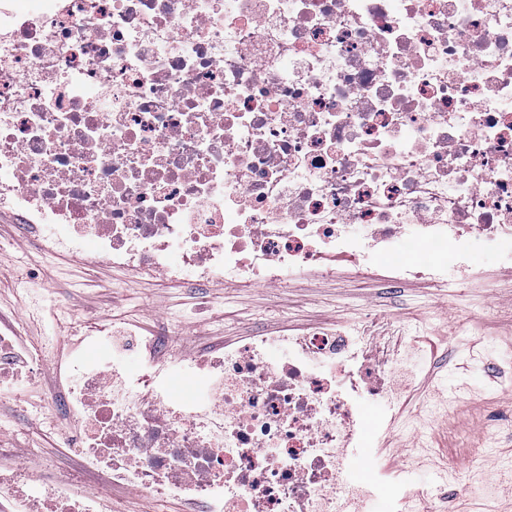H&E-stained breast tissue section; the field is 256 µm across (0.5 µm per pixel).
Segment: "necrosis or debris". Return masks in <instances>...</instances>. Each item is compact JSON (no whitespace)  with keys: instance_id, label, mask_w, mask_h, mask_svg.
Segmentation results:
<instances>
[{"instance_id":"1","label":"necrosis or debris","mask_w":512,"mask_h":512,"mask_svg":"<svg viewBox=\"0 0 512 512\" xmlns=\"http://www.w3.org/2000/svg\"><path fill=\"white\" fill-rule=\"evenodd\" d=\"M44 254L183 285L462 280L470 240L512 264V0H6L0 7V206ZM442 261L383 262L395 243ZM384 343L312 328L176 353L141 374L64 362L65 415L90 493L25 458L0 469L11 512H108L105 486L201 512H354L361 395L402 403ZM0 332V394L55 362Z\"/></svg>"}]
</instances>
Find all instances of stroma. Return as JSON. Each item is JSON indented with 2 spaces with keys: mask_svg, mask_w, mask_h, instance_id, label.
Masks as SVG:
<instances>
[{
  "mask_svg": "<svg viewBox=\"0 0 512 512\" xmlns=\"http://www.w3.org/2000/svg\"><path fill=\"white\" fill-rule=\"evenodd\" d=\"M468 265L491 273L496 281L476 300L422 282L380 286L362 272L324 283L292 279L273 288H230L217 281L186 288L159 275L121 276L105 260L78 264L65 254L44 256L37 238L24 235L13 211L4 206L0 208V323L32 343L56 337L58 351L66 357L75 351L77 327L110 324L142 339L176 315L186 318L177 349L197 352L216 339L300 332L312 325L359 327L378 334L387 322L400 321L415 337L419 350L405 370L394 375V385L411 395L414 403L431 407L444 401L448 407L422 426L408 421L385 400H365L373 430L357 454L373 458L374 466L353 467L348 478L363 484L376 471L391 470L393 484L405 491L424 492L425 507L432 512L447 491L448 478L436 449H466L469 455L463 466L489 474L497 468H512V444L489 449L484 441L490 407L511 405L512 396L491 397L483 359L469 347L475 340L492 348L512 342V320L504 316L512 309V267L501 264L494 245L483 239L471 242ZM30 273L49 279L44 309L38 314L27 309L22 279ZM62 306L75 315V322L58 315ZM463 381L470 393L466 400L453 402ZM59 384L58 369L48 364L30 385L28 401L0 396V458L8 461L22 455L36 467L51 464L59 476L73 479L79 489L88 491L93 482L79 470L68 422L45 419L35 409ZM112 499L118 512L197 509L196 504L177 498L163 500L128 488L114 489Z\"/></svg>",
  "mask_w": 512,
  "mask_h": 512,
  "instance_id": "stroma-1",
  "label": "stroma"
}]
</instances>
